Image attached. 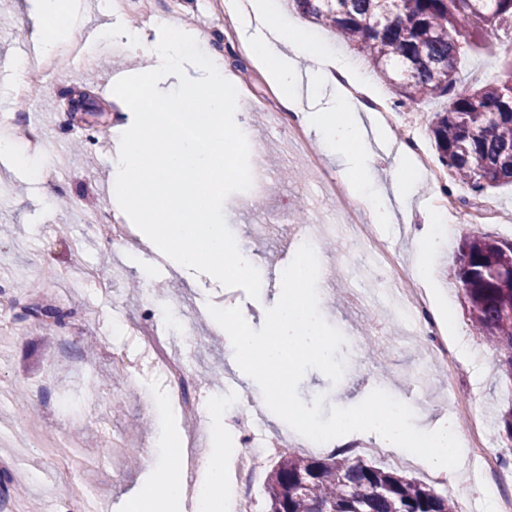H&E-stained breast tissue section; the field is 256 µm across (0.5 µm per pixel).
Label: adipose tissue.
<instances>
[{
    "mask_svg": "<svg viewBox=\"0 0 512 512\" xmlns=\"http://www.w3.org/2000/svg\"><path fill=\"white\" fill-rule=\"evenodd\" d=\"M231 20L236 25L241 45L261 66L281 100L297 112L302 126L316 132L333 155L345 159L346 178L353 197L369 209L374 223L393 221L392 199L405 200L418 187L416 176L401 172L394 181L393 196L371 188L366 174L370 156L366 150L368 131L360 115V104L340 81L350 62L316 51L302 27L272 21L273 9L266 0H250L247 6L230 4ZM32 20L41 52L50 53L76 32L71 0H33ZM313 64L302 67L301 58ZM376 437L384 447L406 452L435 473L454 477L463 466V443L455 421L444 424L427 422L411 425L406 410L396 403L369 406L336 416V440L347 446L357 436ZM204 467L208 482L197 492L199 512H230L232 503L224 495V454L208 456ZM153 490L144 491L135 503L137 512H168L178 498L181 485L168 469L158 470Z\"/></svg>",
    "mask_w": 512,
    "mask_h": 512,
    "instance_id": "ef3b65f1",
    "label": "adipose tissue"
}]
</instances>
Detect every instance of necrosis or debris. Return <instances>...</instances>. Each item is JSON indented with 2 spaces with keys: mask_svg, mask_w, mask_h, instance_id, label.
Wrapping results in <instances>:
<instances>
[{
  "mask_svg": "<svg viewBox=\"0 0 512 512\" xmlns=\"http://www.w3.org/2000/svg\"><path fill=\"white\" fill-rule=\"evenodd\" d=\"M97 57L96 50L87 47L83 40L75 39L57 45L52 52L44 56H22L17 58L15 68L20 78L12 87L15 98H27L32 86L43 84L48 75H60L78 66L93 64ZM319 184L324 193L335 196L338 203L336 210L330 211L319 220L318 233H332L352 238L362 245L371 255L384 258L382 265L386 273V282L390 293L398 294L400 314L403 320L415 330L427 331L433 339L432 354L449 377H456L457 366L448 350V342L441 336L435 318L424 294L407 292L400 288V278L392 256L387 255L384 243L367 233L369 219L364 211L346 208L345 202L350 195L348 183L330 176H323ZM465 195L458 192L439 193L433 203L434 212L448 217H456L460 212H467L470 223L500 224L504 217L499 209L489 203L466 205ZM76 223L82 227L81 236H72L65 224H57L49 229L54 237L69 238L74 252H81L86 238L95 236L100 227H109L110 233L104 239V247L112 243L132 239V225L126 224L108 207L81 209L76 213ZM463 424L469 425L473 437V457L478 463L481 480L497 494L499 512H512V489L504 483V468L497 454L491 452L483 442L482 425L475 415L462 416Z\"/></svg>",
  "mask_w": 512,
  "mask_h": 512,
  "instance_id": "obj_1",
  "label": "necrosis or debris"
}]
</instances>
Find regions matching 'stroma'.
Instances as JSON below:
<instances>
[{
    "label": "stroma",
    "instance_id": "35a3bbf8",
    "mask_svg": "<svg viewBox=\"0 0 512 512\" xmlns=\"http://www.w3.org/2000/svg\"><path fill=\"white\" fill-rule=\"evenodd\" d=\"M210 0H182L177 22L194 28L213 29L224 44L226 67L250 88L249 99L276 97V90L264 73L242 49L238 39L224 36L215 23ZM282 19L300 24L308 40L319 48H329L351 58L352 78L367 73V65L356 51L332 33L306 19H300L287 4H280ZM8 25L0 26V64L12 67L22 44L33 42L29 0H0V14ZM512 61V30L485 32L479 47L457 62L461 84L494 82L507 62ZM141 66L137 57L121 53L100 54L93 68L73 69L64 77H50L30 93L27 100L11 105L43 140L42 155L49 172L54 200L39 203L40 184L23 173L0 167V185L9 192L0 198V268L14 269L10 295L22 300L27 282L42 281V298L62 302L68 315L62 327L45 330L28 321L14 322L0 329V461L14 460L11 474L26 485L39 503L40 512H68L69 488L78 484L87 496L86 512H134L133 493L143 486L148 472L157 466L183 471L188 459L198 461V484L208 474L201 461L215 448L224 452L226 474L234 476L239 462L236 430L221 431L218 416L201 413L184 419L164 367L147 353L127 326L153 319L157 331L172 344V358L191 363L204 403L220 402L227 407L246 406L247 420L280 440L292 454L309 456L315 449L273 412L257 418L265 401L258 384L243 379L236 389L225 387L223 371L228 359L224 331L209 319L208 305L240 308L253 328H260L263 315L273 306L279 286L262 285L258 299L249 298L239 288H228L213 277L193 269L178 270L159 263L158 251L143 239L116 242L103 248L99 239L86 240L82 253L68 242L47 234L50 225L75 224L76 209L88 200L111 203L105 189L112 156L120 147V129L126 122L121 101L103 90L106 74L123 70L135 73ZM91 99V111L71 108L77 96ZM445 100L436 97L413 105L400 113L395 124L384 128L385 137L370 136L373 153L371 179L374 188H389L400 162L395 148L399 129L415 127L428 137L429 127ZM249 131V147L260 152L265 170L261 193L231 194L224 208L230 214L227 225L236 241L246 249L260 275L270 264L286 268L281 258L289 238L298 236L303 226L317 223L320 212L331 209L323 200L320 211L310 209L306 195L315 190L312 172L303 155L291 151L281 155L277 143L286 141L287 131L275 127L263 108L248 107L243 118ZM438 191L436 184L420 180L418 194L410 206L398 210L397 221L389 225L384 238L411 269L419 257L412 229ZM446 241L440 254L430 256L433 276L426 290L436 317L448 325V337L458 342L456 358L460 373L455 382L429 364L428 337L406 335L400 321L376 306L372 297L384 285L374 274V259L351 243L334 240L322 254L318 278V307L323 318L346 338L341 348L345 371L339 382L323 373L307 371L298 387L304 402L324 396L326 406L351 407L373 390L381 389L409 404L416 420L447 421L458 409L473 408L485 421L490 448L504 457L512 456V442L499 432L502 412L512 407V380L503 376L502 353L487 346L472 330L451 268L461 237L487 234L512 241V224H471L458 216L451 225H439ZM137 253L138 266L116 281L110 295L88 299L80 289L62 288L52 280L57 270L79 274L84 265L108 264L116 268L125 260L126 250ZM149 271L148 285H141L140 268ZM99 346L95 360L82 355L88 344ZM123 352L132 362L129 372L116 371L113 352ZM223 432V445L214 435ZM181 437L183 447L169 456L155 446L158 435Z\"/></svg>",
    "mask_w": 512,
    "mask_h": 512
}]
</instances>
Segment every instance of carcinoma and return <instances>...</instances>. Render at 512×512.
<instances>
[{
    "label": "carcinoma",
    "mask_w": 512,
    "mask_h": 512,
    "mask_svg": "<svg viewBox=\"0 0 512 512\" xmlns=\"http://www.w3.org/2000/svg\"><path fill=\"white\" fill-rule=\"evenodd\" d=\"M305 17L332 29L367 65L394 85L399 105L443 97L431 124L439 161L455 182L482 192L512 185V63L495 83L458 88L455 60L488 29L512 30V0H289ZM453 276L473 330L504 352L512 378V242L465 238ZM23 316L51 329L63 305L23 307ZM266 512H460L452 494L359 456L290 455L272 468Z\"/></svg>",
    "instance_id": "carcinoma-1"
}]
</instances>
